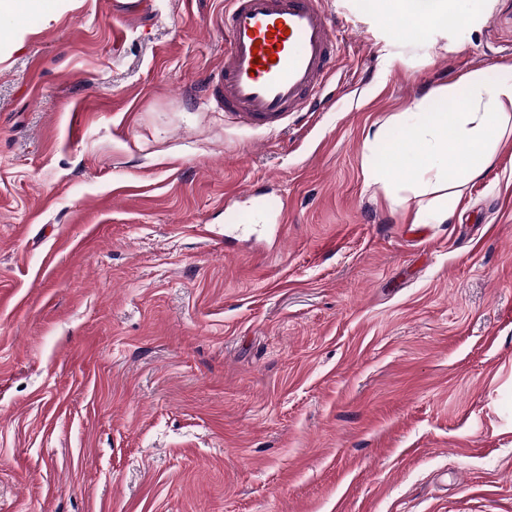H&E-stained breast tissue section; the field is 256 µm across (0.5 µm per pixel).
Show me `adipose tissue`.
<instances>
[{"mask_svg":"<svg viewBox=\"0 0 512 512\" xmlns=\"http://www.w3.org/2000/svg\"><path fill=\"white\" fill-rule=\"evenodd\" d=\"M466 0H372L373 10L404 21L412 31L447 24ZM466 97L455 85L439 87L437 94L458 100L453 112H409L403 117L407 137L382 164L369 165L377 182H396L399 191L424 197L414 212L416 224H444L453 215L449 197L486 173L501 142L512 139V78L488 83L481 73L467 79ZM457 180H449V171Z\"/></svg>","mask_w":512,"mask_h":512,"instance_id":"obj_1","label":"adipose tissue"}]
</instances>
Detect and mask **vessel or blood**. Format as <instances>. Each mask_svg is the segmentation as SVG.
Wrapping results in <instances>:
<instances>
[{
    "label": "vessel or blood",
    "instance_id": "vessel-or-blood-1",
    "mask_svg": "<svg viewBox=\"0 0 512 512\" xmlns=\"http://www.w3.org/2000/svg\"><path fill=\"white\" fill-rule=\"evenodd\" d=\"M224 32L214 78L226 115L276 132L290 115L314 111L340 44L325 0H229Z\"/></svg>",
    "mask_w": 512,
    "mask_h": 512
}]
</instances>
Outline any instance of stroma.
<instances>
[{
    "label": "stroma",
    "instance_id": "stroma-1",
    "mask_svg": "<svg viewBox=\"0 0 512 512\" xmlns=\"http://www.w3.org/2000/svg\"><path fill=\"white\" fill-rule=\"evenodd\" d=\"M148 2L0 20V512H512V143L446 224L366 169L512 77V0H327L328 102L270 133L210 83L226 0ZM468 0H372L373 12L404 21L415 33L435 25H447L448 16L464 9Z\"/></svg>",
    "mask_w": 512,
    "mask_h": 512
}]
</instances>
